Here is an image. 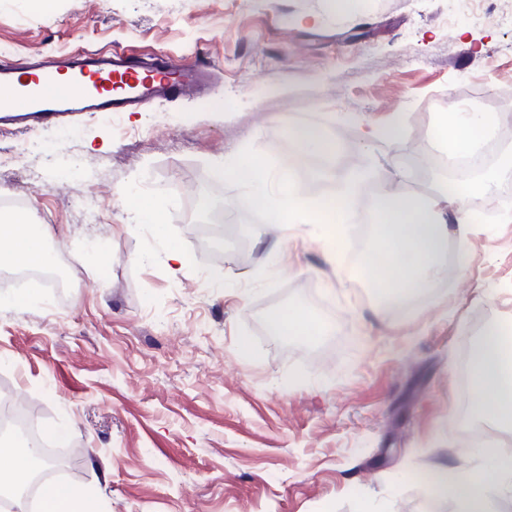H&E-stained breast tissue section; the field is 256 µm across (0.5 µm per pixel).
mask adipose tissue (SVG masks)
Wrapping results in <instances>:
<instances>
[{
    "mask_svg": "<svg viewBox=\"0 0 512 512\" xmlns=\"http://www.w3.org/2000/svg\"><path fill=\"white\" fill-rule=\"evenodd\" d=\"M504 114L479 113L463 119L446 114L435 138L441 148H450L465 157L477 153L479 143L493 134ZM219 176L242 183L247 191L241 206L250 208L269 202V224L280 230L291 224H316L327 237V254L335 256L341 245L340 225L349 223L350 204L366 181V171L352 172L339 191L336 205L319 207L300 196L294 186L293 162L284 159L277 170H269L255 157L242 155L219 160ZM470 193L467 184L454 189L439 186L429 196L408 197L394 173L384 171L379 183L374 211L375 251L365 260L363 272L394 308L433 287L445 273L448 235H465L473 217L464 205ZM46 225L35 224L29 213L11 212L0 223V266L40 267L49 256ZM267 326L275 336H315L323 325L306 310L285 307L271 314ZM471 368V411L501 426L512 428V350L498 333L480 339ZM481 464L473 469L441 467V499L452 502L455 512H501L503 490L512 491V453H502L484 443L470 450ZM35 458L23 447L0 442V485L23 484L35 465Z\"/></svg>",
    "mask_w": 512,
    "mask_h": 512,
    "instance_id": "adipose-tissue-1",
    "label": "adipose tissue"
}]
</instances>
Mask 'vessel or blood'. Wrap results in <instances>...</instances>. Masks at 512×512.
<instances>
[{
    "instance_id": "1",
    "label": "vessel or blood",
    "mask_w": 512,
    "mask_h": 512,
    "mask_svg": "<svg viewBox=\"0 0 512 512\" xmlns=\"http://www.w3.org/2000/svg\"><path fill=\"white\" fill-rule=\"evenodd\" d=\"M209 79L205 65L184 69L160 59L135 62L117 52H49L22 68L0 63V121L19 112L46 125L73 112H134L153 100L195 92ZM62 80L67 91L50 93Z\"/></svg>"
}]
</instances>
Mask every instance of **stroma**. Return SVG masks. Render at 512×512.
I'll list each match as a JSON object with an SVG mask.
<instances>
[{
    "label": "stroma",
    "instance_id": "35a3bbf8",
    "mask_svg": "<svg viewBox=\"0 0 512 512\" xmlns=\"http://www.w3.org/2000/svg\"><path fill=\"white\" fill-rule=\"evenodd\" d=\"M450 0H0V60L82 48L208 62L213 90L108 118L0 132V199L20 200L75 286L20 301L0 287V391L59 432L71 482L98 512H453L427 476L468 469L453 428L462 365L490 320L512 321V199L483 178L466 200L479 220L448 237V276L388 309L360 263L328 260L308 224L270 246L261 212L216 160L289 153L285 128L312 124L334 159L294 166L300 194L333 197L353 170L396 158L404 188L447 180L433 133L444 112L512 114V18L450 24ZM353 115L350 123L338 122ZM398 121L397 143L363 129ZM374 181L352 203L343 251L373 245ZM161 201L166 240L135 223L119 192ZM221 204L224 232L200 243L198 198ZM108 245L109 256L96 249ZM300 307L320 336L271 337L268 314ZM251 348H239L240 339Z\"/></svg>",
    "mask_w": 512,
    "mask_h": 512
}]
</instances>
